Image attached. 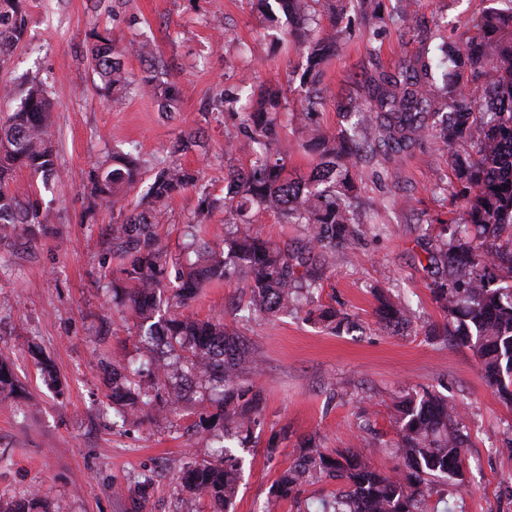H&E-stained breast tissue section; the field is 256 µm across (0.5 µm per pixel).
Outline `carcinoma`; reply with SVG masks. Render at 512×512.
Returning a JSON list of instances; mask_svg holds the SVG:
<instances>
[{"mask_svg": "<svg viewBox=\"0 0 512 512\" xmlns=\"http://www.w3.org/2000/svg\"><path fill=\"white\" fill-rule=\"evenodd\" d=\"M293 24L285 38L294 42L305 59L296 87L301 111L309 115L330 100L323 83V65L335 55L336 39L351 31L349 7L333 0H275ZM26 0H0V69L26 35ZM89 63L106 96L119 99L137 88L149 93L162 108L179 101L183 89L165 82L146 68L132 80L117 56L112 32L93 33ZM466 39L450 45L444 39L435 55L424 52L389 72L380 67L365 75L362 93L351 103L355 121L327 134L308 131L304 148L312 157L315 174L306 182L283 176L285 163L272 145L278 137V112L285 107L280 91L266 90L250 112L243 113L241 129L252 144L249 165L228 173L224 196L212 197L198 187V176L166 160L141 195L140 209L120 214L112 225V251L119 271L129 283L128 298L140 319L142 341L162 343L166 351L156 360L159 386L145 388L135 376L112 378V401L136 415L158 397L161 386L175 374L180 385L198 393L223 390L219 416L239 427L258 423L262 392L249 379L251 351L221 320H197L180 313L160 314L165 300L161 285L167 278V255L157 247L156 229L165 223L167 203L176 194L199 188V222L224 208V223L232 227L226 252H205L176 272L172 301L182 306L205 284L243 275L250 290L248 314L273 318L294 310L303 293L320 287L319 278L305 277L308 257L300 249L270 247L252 235L250 213L256 207L300 224L307 246L333 252L363 234L351 202L358 193L352 170L367 148H385L387 160L400 162L422 148L436 133L448 147L462 212L451 219L457 226L480 228L478 236L450 239L429 256V267L446 277L448 268L464 269V278L433 289L448 313L445 330L457 344L478 358L486 384L507 406H512V238L495 244L512 224V9L487 8L471 20ZM440 72L445 95L436 88ZM21 94L20 104L0 119V231L35 239L36 230L51 223L50 212L37 198V188L20 192L12 187L13 174L27 169L43 185L61 178L52 140L54 97L35 79L21 86L0 84V96ZM142 180L139 160L126 152L110 164L88 172L84 185L85 215L94 217L101 202L119 205ZM340 328L348 318L331 308L308 309ZM379 318L386 326L407 323V309L387 298L380 301ZM457 407L424 389L406 399L400 409L398 439L393 444L397 465L389 472L370 466L354 449L331 455L303 445L271 488L275 502L297 501L305 484L325 479L341 481L346 489L322 498L320 512H431L426 491L440 479L460 493L465 488L463 439ZM219 459L183 463L184 486L230 512L238 491L239 461L224 444Z\"/></svg>", "mask_w": 512, "mask_h": 512, "instance_id": "carcinoma-1", "label": "carcinoma"}]
</instances>
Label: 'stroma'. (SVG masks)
I'll list each match as a JSON object with an SVG mask.
<instances>
[{
  "mask_svg": "<svg viewBox=\"0 0 512 512\" xmlns=\"http://www.w3.org/2000/svg\"><path fill=\"white\" fill-rule=\"evenodd\" d=\"M378 3L379 20L353 16L352 32L325 65L331 99L306 121L288 88L305 60L278 40L285 17L268 20L256 0H28L26 36L0 70V83L35 78L55 91L53 130L65 175L38 192L52 221L34 240L0 238V357L21 383L19 391L0 392V495L32 501L34 512H213L177 477L186 454L211 458L224 432L216 403L194 392L176 403L165 397L128 420L112 404L102 361L139 368L149 387L156 352L140 341L128 284L112 256V206L102 204L82 221L81 179L113 151L133 150L143 171L166 159L198 171L203 186L222 195L228 170L249 162L239 114L266 89L288 98L273 148L292 177L307 178L308 126L340 130L337 106L358 95L366 71L393 70L422 52L427 38H459L485 6L417 0L408 27L397 28L391 19L401 0ZM371 25L382 34L369 41ZM106 29L133 77L146 64L129 47L150 43L160 77L184 90L174 111L144 93L105 100L87 56L93 32ZM229 89L240 92L230 110L220 105ZM195 131L199 145L174 151L180 135ZM354 177L365 235L328 259L317 298L346 313L349 327L335 331L302 312L242 320L249 291L241 278L206 284L182 308L200 319L223 318L259 361V423L226 440L241 465L234 512H260L306 439L331 454L358 450L375 468L391 470L399 406L425 389L456 404L466 437L467 492L459 498L445 482L432 483L433 512H512V454L505 451L512 408L484 383L471 350L428 333L447 321L425 250L458 207L448 151L430 137L412 157L392 163L375 156ZM198 199L193 189L175 195L167 223L157 228L169 271L196 259L186 248L187 230L197 243L224 245L223 209L198 222ZM383 295L407 305L409 325L381 326ZM44 360L54 378L41 373ZM145 474L153 481L141 493L136 483Z\"/></svg>",
  "mask_w": 512,
  "mask_h": 512,
  "instance_id": "stroma-1",
  "label": "stroma"
}]
</instances>
